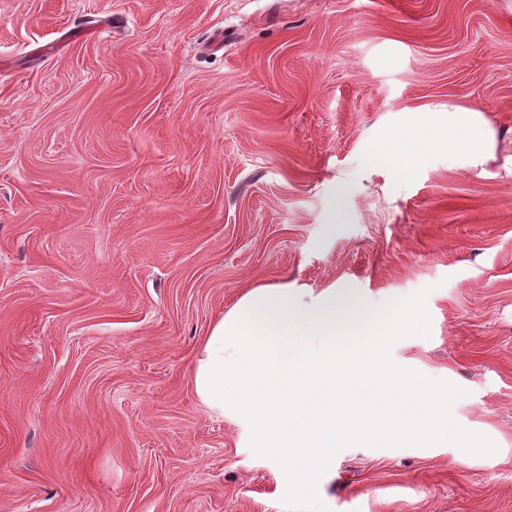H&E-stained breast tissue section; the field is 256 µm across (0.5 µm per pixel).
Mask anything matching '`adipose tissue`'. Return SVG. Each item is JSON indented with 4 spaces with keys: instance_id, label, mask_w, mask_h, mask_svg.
<instances>
[{
    "instance_id": "obj_1",
    "label": "adipose tissue",
    "mask_w": 512,
    "mask_h": 512,
    "mask_svg": "<svg viewBox=\"0 0 512 512\" xmlns=\"http://www.w3.org/2000/svg\"><path fill=\"white\" fill-rule=\"evenodd\" d=\"M444 146L463 160H476L491 146L490 127L477 108L456 103L448 106V127L437 130L422 124L388 145L380 155L387 162H406L428 150Z\"/></svg>"
}]
</instances>
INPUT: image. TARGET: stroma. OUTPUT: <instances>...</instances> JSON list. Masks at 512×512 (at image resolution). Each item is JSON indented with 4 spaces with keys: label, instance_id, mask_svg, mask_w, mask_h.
<instances>
[{
    "label": "stroma",
    "instance_id": "1",
    "mask_svg": "<svg viewBox=\"0 0 512 512\" xmlns=\"http://www.w3.org/2000/svg\"><path fill=\"white\" fill-rule=\"evenodd\" d=\"M483 111L477 164L389 137ZM425 292L392 362L491 454L350 445L330 512H512V0H0V512H289L213 320Z\"/></svg>",
    "mask_w": 512,
    "mask_h": 512
}]
</instances>
